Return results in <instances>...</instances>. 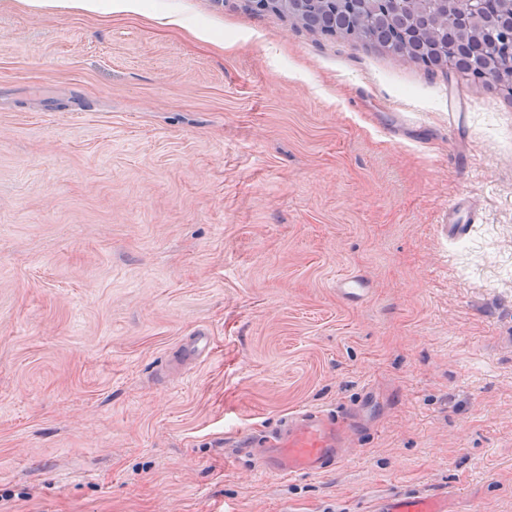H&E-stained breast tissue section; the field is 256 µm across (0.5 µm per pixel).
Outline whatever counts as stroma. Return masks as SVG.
<instances>
[{"label": "stroma", "mask_w": 512, "mask_h": 512, "mask_svg": "<svg viewBox=\"0 0 512 512\" xmlns=\"http://www.w3.org/2000/svg\"><path fill=\"white\" fill-rule=\"evenodd\" d=\"M308 408L361 414L335 470L240 454ZM411 493L512 512V97L246 0H0V512ZM34 4L50 7H63L76 14L97 12L99 0H38Z\"/></svg>", "instance_id": "35a3bbf8"}]
</instances>
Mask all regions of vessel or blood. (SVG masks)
I'll return each mask as SVG.
<instances>
[{
	"label": "vessel or blood",
	"instance_id": "b4317fda",
	"mask_svg": "<svg viewBox=\"0 0 512 512\" xmlns=\"http://www.w3.org/2000/svg\"><path fill=\"white\" fill-rule=\"evenodd\" d=\"M354 421L350 413L307 409L279 427L252 436L244 450L270 474L323 473L348 455V430ZM447 508V501L441 497L411 494L388 500L380 512H447Z\"/></svg>",
	"mask_w": 512,
	"mask_h": 512
}]
</instances>
